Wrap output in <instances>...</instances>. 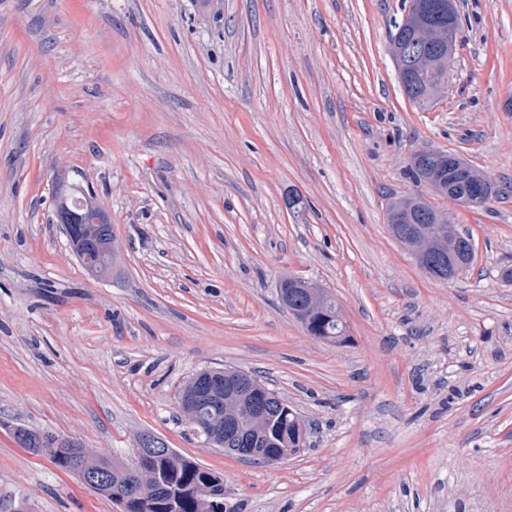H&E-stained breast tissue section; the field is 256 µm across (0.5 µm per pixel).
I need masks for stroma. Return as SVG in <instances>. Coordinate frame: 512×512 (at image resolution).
<instances>
[{
  "label": "stroma",
  "mask_w": 512,
  "mask_h": 512,
  "mask_svg": "<svg viewBox=\"0 0 512 512\" xmlns=\"http://www.w3.org/2000/svg\"><path fill=\"white\" fill-rule=\"evenodd\" d=\"M408 5L0 0V495L119 512L22 448L23 425L123 459L152 431L222 474L233 512H512V0H459L424 106L391 55ZM420 149L500 195L416 186ZM62 164L109 214L116 275L89 276L55 221ZM416 193L474 241L449 281L388 226ZM289 276L333 294L348 343L289 315ZM225 366L302 416L300 453L201 447L178 395Z\"/></svg>",
  "instance_id": "obj_1"
}]
</instances>
